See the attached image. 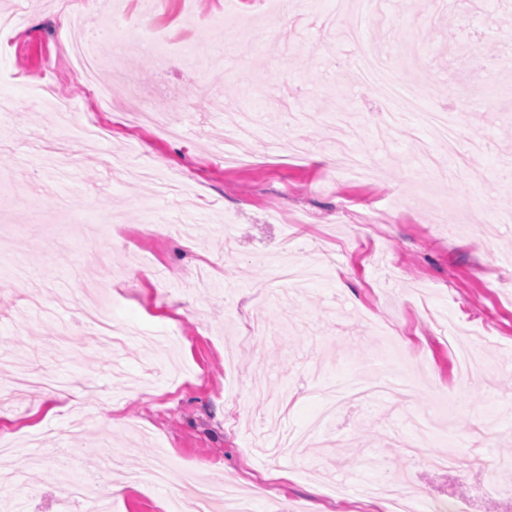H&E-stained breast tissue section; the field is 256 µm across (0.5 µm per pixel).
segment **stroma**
Here are the masks:
<instances>
[{
    "label": "stroma",
    "instance_id": "obj_1",
    "mask_svg": "<svg viewBox=\"0 0 512 512\" xmlns=\"http://www.w3.org/2000/svg\"><path fill=\"white\" fill-rule=\"evenodd\" d=\"M126 3L138 38L103 43L95 23L60 20L96 15L100 0H0V433L23 447L0 460L12 475L0 503L61 512L65 448L80 470L119 459L108 512H168L201 480L236 485L254 512H384L362 487L398 481L512 512V266L500 261L512 253V27L497 22L512 0H379L361 23L389 68L416 61L425 111L464 117L484 140L476 180L448 172L463 139L415 114L383 126V90L356 82L357 49L330 24L336 0H159L148 19ZM64 34L94 41L110 104L58 59ZM203 42L224 54L195 73L183 54ZM491 45L510 68L470 81V54ZM130 80L158 105L156 124L126 111ZM40 83L71 98L76 125L106 130L69 137L66 171L45 161L58 139ZM199 83L224 110L198 101ZM241 112L253 134L233 151L248 163L212 160ZM340 115L367 175L336 151ZM168 122L183 137L165 135ZM287 238L318 273L276 295L267 260ZM20 264L43 303L62 291L69 307L28 309ZM94 303L124 328L121 352L84 326ZM15 363L52 368L88 420L53 394L13 395ZM407 375V401L344 402L302 453L260 460V438L309 429L350 379ZM442 453L463 471L432 467ZM160 454L167 486L142 478Z\"/></svg>",
    "mask_w": 512,
    "mask_h": 512
}]
</instances>
